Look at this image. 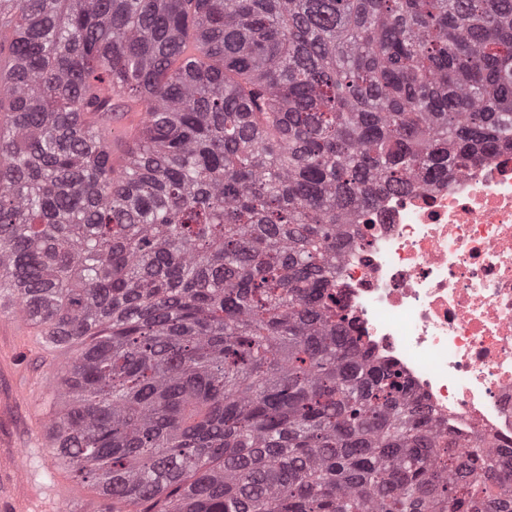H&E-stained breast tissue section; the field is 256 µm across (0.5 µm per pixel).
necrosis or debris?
Returning a JSON list of instances; mask_svg holds the SVG:
<instances>
[{
    "mask_svg": "<svg viewBox=\"0 0 512 512\" xmlns=\"http://www.w3.org/2000/svg\"><path fill=\"white\" fill-rule=\"evenodd\" d=\"M348 229L337 279L365 349L512 483V153L383 192Z\"/></svg>",
    "mask_w": 512,
    "mask_h": 512,
    "instance_id": "obj_1",
    "label": "necrosis or debris"
}]
</instances>
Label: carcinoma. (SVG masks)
<instances>
[{
  "label": "carcinoma",
  "mask_w": 512,
  "mask_h": 512,
  "mask_svg": "<svg viewBox=\"0 0 512 512\" xmlns=\"http://www.w3.org/2000/svg\"><path fill=\"white\" fill-rule=\"evenodd\" d=\"M500 150L512 0H0V298L82 345L52 457L102 512H512L336 282L379 192ZM144 118L143 112H138L136 109L124 108L123 112L112 113V154L113 153H124L127 150L128 142L127 139L119 140L117 133L120 130H127L129 127L135 126L142 122Z\"/></svg>",
  "instance_id": "cac0c4a2"
}]
</instances>
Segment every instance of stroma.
<instances>
[{
  "label": "stroma",
  "instance_id": "1",
  "mask_svg": "<svg viewBox=\"0 0 512 512\" xmlns=\"http://www.w3.org/2000/svg\"><path fill=\"white\" fill-rule=\"evenodd\" d=\"M79 346L47 345L39 329L0 332V439L18 449L38 446L33 464L56 489V512H100L96 486L55 462L48 428L65 406L58 382Z\"/></svg>",
  "mask_w": 512,
  "mask_h": 512
}]
</instances>
